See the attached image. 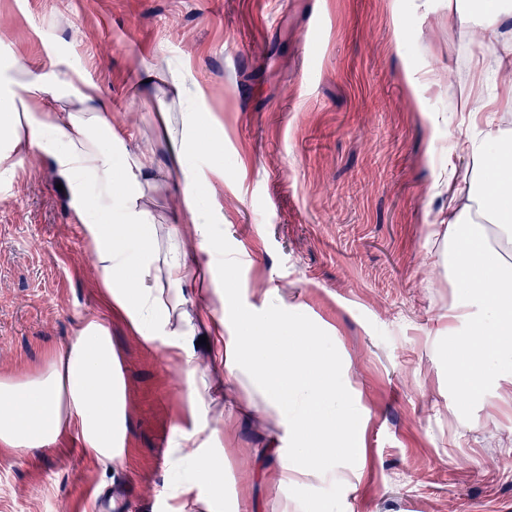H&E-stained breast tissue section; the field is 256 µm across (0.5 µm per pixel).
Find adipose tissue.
<instances>
[{
	"instance_id": "ef3b65f1",
	"label": "adipose tissue",
	"mask_w": 512,
	"mask_h": 512,
	"mask_svg": "<svg viewBox=\"0 0 512 512\" xmlns=\"http://www.w3.org/2000/svg\"><path fill=\"white\" fill-rule=\"evenodd\" d=\"M448 17L471 24L475 37L512 18V0H488L471 20L460 0ZM138 88L155 94V128L167 146L168 172L181 180L173 228L160 232L149 193L154 160L129 147L112 125L102 89L71 60L36 71L0 55V177L17 155L39 152L67 186L91 246L102 301L119 310L148 345L164 347L184 383L179 417L166 453L172 475L161 492L167 512H230L224 494V416L213 395L229 384L248 396L251 415L271 417L276 431L261 450L275 458L261 477L282 494L280 512H298L313 483L347 486L349 454L365 431V407L350 391L347 367L329 339L298 320L280 296L255 306L233 285V258L216 227L220 210L206 200L224 180V164H193L201 131L213 127L200 108L199 84L168 60L144 65ZM458 106L470 124L458 142L471 161L466 190H449L448 279L460 299L443 331L458 351L448 360L455 393L466 403L490 382L512 385V130L494 113L477 112L469 92ZM207 255L199 267V303L187 311L185 239ZM209 347L198 354L199 337ZM127 407L112 334L85 320L67 348L46 354L33 371L0 373V453L23 459L75 439L101 463L124 460Z\"/></svg>"
}]
</instances>
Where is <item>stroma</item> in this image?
<instances>
[{
  "instance_id": "stroma-1",
  "label": "stroma",
  "mask_w": 512,
  "mask_h": 512,
  "mask_svg": "<svg viewBox=\"0 0 512 512\" xmlns=\"http://www.w3.org/2000/svg\"><path fill=\"white\" fill-rule=\"evenodd\" d=\"M496 41L449 22L448 0H0V53L38 68L68 54L100 84L113 126L157 163L167 150L159 104L135 85L141 63L186 67L223 122L216 202L236 288L319 321L366 407L350 489L314 484L309 512H512V386L457 400L439 330L459 296L432 235L449 188L466 186L460 88L499 108ZM15 170L0 180V369L36 364L84 319L102 320L129 420L118 467L75 442L0 457V512H164L179 369L102 305L49 161L29 153ZM228 426L238 512H279L272 485L241 481L272 420Z\"/></svg>"
}]
</instances>
